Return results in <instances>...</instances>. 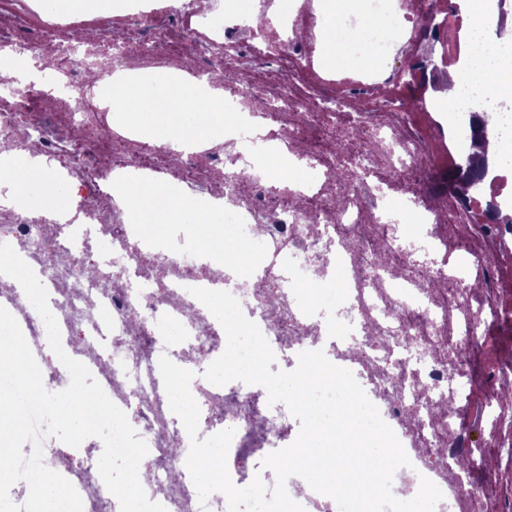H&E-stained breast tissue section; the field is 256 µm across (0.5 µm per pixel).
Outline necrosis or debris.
Segmentation results:
<instances>
[{
  "instance_id": "necrosis-or-debris-1",
  "label": "necrosis or debris",
  "mask_w": 512,
  "mask_h": 512,
  "mask_svg": "<svg viewBox=\"0 0 512 512\" xmlns=\"http://www.w3.org/2000/svg\"><path fill=\"white\" fill-rule=\"evenodd\" d=\"M277 12L252 26L207 0L181 9L169 0H140L118 14L116 28L92 31L48 0H19L0 19V50L41 78L0 96V141L16 155L40 158L54 184L31 185L27 208H0V241L46 288L65 351L118 407L136 411V432L148 446L143 489L167 512H228V503L219 492L199 499L184 464L190 438L169 407L161 356L196 372L191 392L200 437L234 429L227 468L236 487L257 477L274 485L272 470H249L244 460L295 440L296 418L285 404H269L264 389L204 379L227 336L191 290L218 286L239 300L289 368L302 351L320 349L353 373L410 460L394 474L397 499L415 496L425 477L443 494L435 512H478L488 491L457 464L458 448L469 443L461 416L482 420L505 407L486 397L465 407L472 383L462 361L488 346L487 308L471 282L493 288L497 251L512 244V192L504 188L512 171V100L464 78L452 125L431 120V130L461 157L474 115L496 117L500 172L480 178L460 199L440 191L444 171L408 128L402 99L378 109L370 97L399 82L391 57L416 36L430 34L464 71L477 62L511 67L512 42L491 41L481 30L459 35L456 12L435 11L430 0H368L363 16L337 17L343 61L319 85L243 80V73L272 72L285 60L301 74L314 69L321 18L307 0H290ZM378 23L386 38L372 36ZM368 56L378 67L361 68ZM170 70L222 91L234 116L223 138L198 140L186 155L114 123L112 99L97 89L116 71ZM272 154L288 163L287 178L277 182L260 173ZM130 173L158 183L168 198H223L213 221L234 230L228 256L246 253L249 264L232 265L219 279L211 271L214 254L188 231L142 238L123 200L120 178ZM52 188L72 198L66 221L41 203ZM408 214L420 226L410 240L402 224ZM478 232L487 233L489 249L467 248ZM0 306L42 358L41 317L1 278ZM59 448V440L45 439L43 461L72 482L84 512H120L97 454L74 448L64 455Z\"/></svg>"
}]
</instances>
